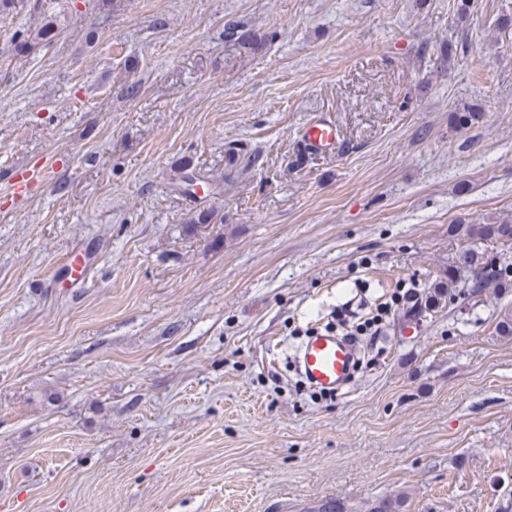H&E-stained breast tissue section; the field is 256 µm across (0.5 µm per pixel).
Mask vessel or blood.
I'll use <instances>...</instances> for the list:
<instances>
[{
  "instance_id": "1",
  "label": "vessel or blood",
  "mask_w": 512,
  "mask_h": 512,
  "mask_svg": "<svg viewBox=\"0 0 512 512\" xmlns=\"http://www.w3.org/2000/svg\"><path fill=\"white\" fill-rule=\"evenodd\" d=\"M301 138L309 150L328 154L336 151L340 132L330 119L316 116L305 124ZM295 362L299 373L313 387L338 392L351 383L355 345L347 337L318 330L299 346Z\"/></svg>"
}]
</instances>
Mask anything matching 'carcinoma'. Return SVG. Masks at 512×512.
I'll list each match as a JSON object with an SVG mask.
<instances>
[{"label": "carcinoma", "instance_id": "carcinoma-1", "mask_svg": "<svg viewBox=\"0 0 512 512\" xmlns=\"http://www.w3.org/2000/svg\"><path fill=\"white\" fill-rule=\"evenodd\" d=\"M57 34V21L47 15L44 24L36 32L15 44V51L20 55H28L39 45L53 41ZM225 35L246 49L254 51L259 49V44L247 30L240 31L236 26H229L225 29ZM455 231H460L468 239L483 244L512 241V222L507 219L488 224H469L463 228L459 226ZM460 270L468 273L469 294L472 296L481 294L486 288L512 286V271L508 267L497 264L484 249H468L460 258V266L448 267L429 288L427 294L420 298L414 297V306L424 311H431L443 304H448V299L455 296L453 285ZM402 506L403 501L400 496H389L373 504L369 512H400Z\"/></svg>", "mask_w": 512, "mask_h": 512}]
</instances>
